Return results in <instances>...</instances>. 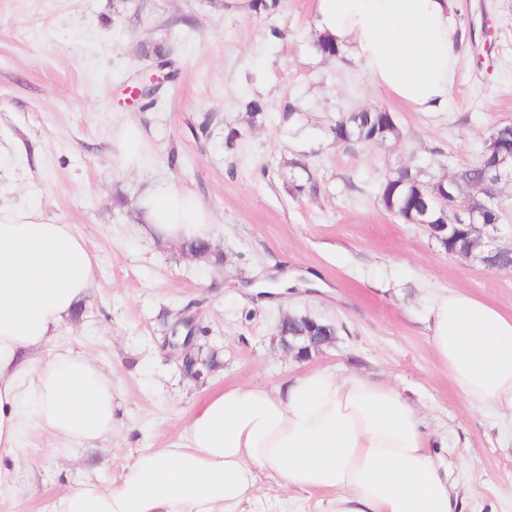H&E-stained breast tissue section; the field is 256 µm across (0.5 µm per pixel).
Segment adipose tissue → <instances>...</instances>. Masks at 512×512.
<instances>
[{
  "label": "adipose tissue",
  "mask_w": 512,
  "mask_h": 512,
  "mask_svg": "<svg viewBox=\"0 0 512 512\" xmlns=\"http://www.w3.org/2000/svg\"><path fill=\"white\" fill-rule=\"evenodd\" d=\"M320 39L362 66L417 112L448 105L465 33L456 0H313ZM141 129L112 132V156L145 168ZM142 219L179 244L211 239L215 218L177 187L146 194ZM95 257L70 226L35 210L0 208V486L14 460L26 403L63 448H88L116 428L111 373L71 351L29 370L93 283ZM427 321L440 365L481 408L512 411V315L464 292L441 295ZM295 492H329L324 512H461L448 472L433 458L416 407L389 384L314 369L282 388L238 384L208 394L183 432L140 451L119 482L88 477L62 492L54 512H255L259 473Z\"/></svg>",
  "instance_id": "obj_1"
}]
</instances>
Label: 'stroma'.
I'll use <instances>...</instances> for the list:
<instances>
[{"mask_svg": "<svg viewBox=\"0 0 512 512\" xmlns=\"http://www.w3.org/2000/svg\"><path fill=\"white\" fill-rule=\"evenodd\" d=\"M312 11L313 0L248 17L225 14L224 0H0V206L70 225L96 258L82 319L62 323L31 359L93 357L111 370L123 412L113 436L78 451L27 424L0 512H52L64 488L88 475L118 481L138 450L177 437L213 390L273 387L312 368L398 388L418 408L463 512H512V419L457 391L427 325L431 302L451 291L511 315L512 268L450 258L423 226L380 203L396 169L450 177L480 158L489 129L512 125V0H458L464 53L442 112L412 111L360 66L320 55ZM161 41L172 46L175 80L156 105L128 102L124 86L152 63L145 47ZM290 106L300 113L292 128L282 122ZM377 107L393 115V139L336 143L340 115ZM127 121L149 144L146 169L112 159V131ZM309 177L316 190L295 192ZM173 185L212 211L221 268L147 230L141 199ZM285 270L295 290L273 299L249 291L248 281ZM187 307L204 329L200 343L218 351L217 368L199 379L164 344ZM301 312L337 330L306 362L283 351L276 331ZM256 495L271 512H320L323 498L284 491L264 473Z\"/></svg>", "mask_w": 512, "mask_h": 512, "instance_id": "1", "label": "stroma"}]
</instances>
